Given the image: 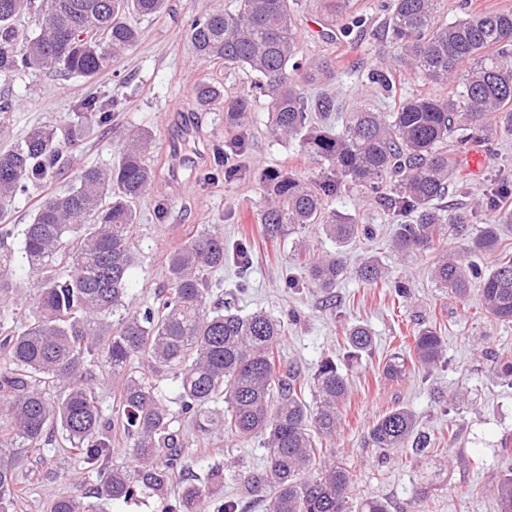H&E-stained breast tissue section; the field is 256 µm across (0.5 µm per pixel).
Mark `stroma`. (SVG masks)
<instances>
[{"label":"stroma","mask_w":512,"mask_h":512,"mask_svg":"<svg viewBox=\"0 0 512 512\" xmlns=\"http://www.w3.org/2000/svg\"><path fill=\"white\" fill-rule=\"evenodd\" d=\"M377 2L350 0L351 11L365 16L369 28L341 37L331 20L328 0H300L295 23L303 58L344 57L354 62V69L339 75L330 86L349 106L390 109L398 98L446 97L448 86L424 81L410 69L396 74V88L390 94L368 80V72L390 51L371 35L380 22ZM234 6L235 0H167L163 12L141 20L139 43L112 61L91 85L51 71L0 73V101L11 105L6 117L8 132L0 135V149L13 145L37 124L65 128L76 121L79 102L86 95L102 102L116 97L124 101L108 126H92L81 146L71 152L64 174L14 199L8 207L11 223H28L40 198L67 189L78 170L111 164L124 132L145 130L151 137L147 163L154 171V182L137 206L139 261L130 272V308L149 304L166 287L168 256L186 237L203 225H221L225 243L249 242L250 264L243 275L233 260H225L216 281L223 292L235 293L240 313L259 309L281 316L298 313L279 353L301 366L303 378L312 376L322 358L339 353L348 326L361 323L372 331L371 353L347 372L350 394L341 425L335 437L323 443L325 459L340 460L350 467L356 496L382 499L390 512H498L496 485L512 466V455L502 452L503 442H512V384L500 374L501 363L512 360V324L483 318L476 298L460 302L437 290L429 278L431 257L406 258L394 252L389 244L394 228L390 212L356 190L330 199L329 206L373 227L374 239L355 243L350 261L376 259L389 278L368 286L344 276L335 288L337 309L324 307L320 291L310 285L296 260L291 241L268 240L257 219L265 196L259 173L279 170L316 181L323 173L321 166L300 152L297 140L272 136L267 104L261 96L252 99L239 154L221 164L219 157L236 133L224 125L223 104L203 109L194 97L196 86L203 82L221 86L228 95L251 84L244 71L225 69L220 62L197 61L187 39L191 19ZM185 123L192 124L196 133L183 144L182 151L197 157L199 163L182 170L179 181L173 182L169 179L173 163L169 140ZM460 159L466 192L448 197L449 207L460 203L476 207V225H500L501 238L512 242V224H503L500 212L484 206L498 177L512 174V135L500 136L492 152L485 144L468 141ZM228 165L239 169L237 179H225ZM395 277L409 279V297L394 295L388 281ZM242 279L247 285L241 293L237 284ZM423 322L436 326L446 338L444 362L430 371L412 369L399 381L386 379L383 367L387 359L403 348ZM452 389L463 392L462 405L448 404L446 395ZM399 406L413 410L419 428L431 437L434 455L445 464L443 474L422 497L417 494L422 467L410 449L385 455L367 443L372 423ZM52 446L57 478L30 480V493L17 512H48L52 499L80 493L78 464L64 443L56 440ZM263 457L260 439L193 433L186 462L191 473L200 476L211 465L231 461L256 469Z\"/></svg>","instance_id":"35a3bbf8"}]
</instances>
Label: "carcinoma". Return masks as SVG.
Wrapping results in <instances>:
<instances>
[{"instance_id":"carcinoma-1","label":"carcinoma","mask_w":512,"mask_h":512,"mask_svg":"<svg viewBox=\"0 0 512 512\" xmlns=\"http://www.w3.org/2000/svg\"><path fill=\"white\" fill-rule=\"evenodd\" d=\"M165 5L166 0H0V72L51 70L90 81L137 44V20ZM379 7L383 22L375 38L390 44L392 54L370 79L389 92L393 69L409 68L430 82L454 83L448 97L415 95L388 114L357 106L341 131L325 129L318 117L338 109L336 98L327 91L310 98L304 89L336 79L335 63L295 61L299 40L289 0H237L232 12L217 9L192 19L188 38L197 60H222L257 81L226 99L219 87L201 84L195 88L197 103L206 107L224 99L225 122L243 128L253 94L265 97L272 133L299 140L301 152L329 170L316 183L263 173L268 196L259 213L272 240L307 228L336 243L335 253L315 258L304 239L294 241L309 282L327 301L347 273L345 248L372 228L327 210L325 200L356 189L392 214L391 245L401 255L425 254L450 239L467 241L466 257L446 249L436 254L432 280L459 301L478 284L485 316L511 323L512 245L503 243L497 225L478 230L473 213L450 212L435 201L462 189L456 169L466 139L458 132L486 145L512 134V8L448 22L441 0H380ZM23 14L35 15L40 26L38 36L25 42L15 27ZM120 106L118 99L83 103L85 118L99 124ZM85 136L82 123L61 137L52 127L35 126L15 146L0 150V218L13 198L64 171L67 150ZM148 146L147 132L127 133L115 163L81 170L66 192L43 198L29 223H0V247L19 238L18 248L0 253V305L13 292V268L27 270L32 279L31 297L0 312V512H15L27 492L21 462L30 454L50 461L46 445L57 434L83 466L96 499L126 502L139 492L162 498L186 470L185 423L203 435L227 431L261 438L264 464L257 471L241 464L211 467L200 483L181 486L163 512H201L211 487L224 485L227 472L249 494L268 501L267 512H389L381 499L355 500L346 464L320 460L318 441L336 434L349 395L336 358L318 365L310 405L300 366L275 355L296 315H242L214 297L211 276L229 254L246 267L247 242L228 249L220 225H210L169 255L168 288L153 304L135 310L126 305L137 259L135 204L152 183ZM488 253L498 259L486 271L477 259ZM353 275L369 285L386 279L371 258L357 264ZM342 344V360L352 365L372 349L373 336L355 324ZM445 352L437 328L421 327L408 351L387 360L384 375L394 381L410 365L430 369ZM102 361L119 392V405L108 416L97 394ZM163 381L171 382L175 398L163 394ZM115 440L132 448L135 465H109ZM369 440L375 448L428 453V436L406 407L378 418ZM496 495L499 512H512V469L500 478ZM50 512H95V504L83 495L64 496L51 503Z\"/></svg>"}]
</instances>
